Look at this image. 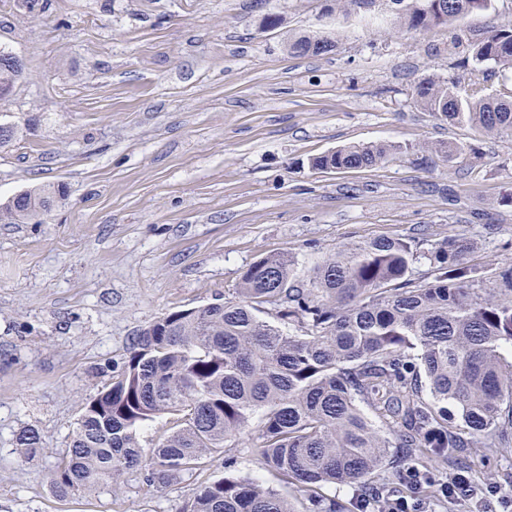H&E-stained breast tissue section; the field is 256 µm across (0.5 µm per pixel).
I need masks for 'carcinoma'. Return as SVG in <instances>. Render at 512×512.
Listing matches in <instances>:
<instances>
[{"instance_id": "carcinoma-1", "label": "carcinoma", "mask_w": 512, "mask_h": 512, "mask_svg": "<svg viewBox=\"0 0 512 512\" xmlns=\"http://www.w3.org/2000/svg\"><path fill=\"white\" fill-rule=\"evenodd\" d=\"M349 16L380 3L414 33L486 10L491 0H336ZM332 31L288 39L298 56L332 52ZM467 63L512 67V25L471 38ZM22 70L0 50V98ZM417 102L450 123L486 134L512 132V89L489 94L447 80L415 87ZM385 144L343 146L310 159L318 170L376 166ZM39 188L0 204V224H26L63 199ZM472 240L452 235L422 250L377 237L344 247L306 278L292 259L268 255L242 273L239 299L164 314L140 332L122 370L84 406L48 481L60 499L110 488L130 471L162 487L204 470L236 447L258 412L252 453L262 468L308 494L313 512L326 486L353 488L359 505L381 508L406 472L437 496L429 466L481 442H512V261L469 264ZM430 278L415 277L420 262ZM300 331L260 318L265 309ZM171 417L149 451L140 430ZM28 459L43 448L34 429L15 438ZM224 477L191 489L190 512H298L291 501L224 460Z\"/></svg>"}]
</instances>
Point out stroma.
<instances>
[{
    "mask_svg": "<svg viewBox=\"0 0 512 512\" xmlns=\"http://www.w3.org/2000/svg\"><path fill=\"white\" fill-rule=\"evenodd\" d=\"M336 0H0V48L25 70L0 100V203L45 185L63 201L40 222L0 224V512H189L186 479L157 491L137 474L113 490L60 500L47 471L84 404L121 370L165 313L235 297L269 254L298 272L378 236L420 247L474 239L477 267L512 260V134L482 135L417 105L423 80L487 90L512 69L458 66L461 42L512 24V0L421 34L334 14ZM281 17L275 31L264 16ZM339 30L337 50L293 56L288 36ZM388 143L372 168L315 170L310 158ZM448 143L452 158L436 153ZM37 430L23 460L16 434ZM250 421L224 458L292 500L261 467ZM500 494L512 493V444L466 449ZM15 447L20 458L28 459L43 448L42 437L34 429H23L16 435Z\"/></svg>",
    "mask_w": 512,
    "mask_h": 512,
    "instance_id": "stroma-1",
    "label": "stroma"
}]
</instances>
